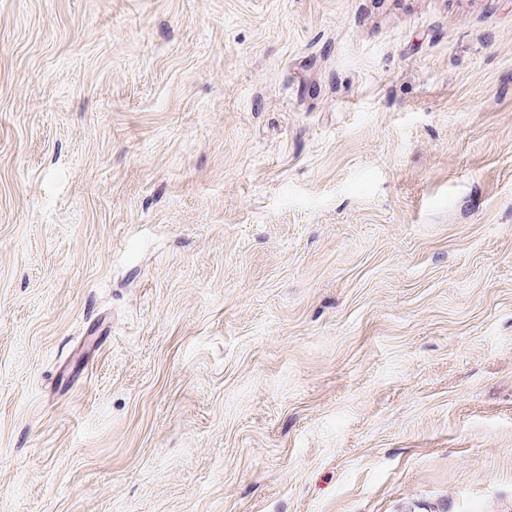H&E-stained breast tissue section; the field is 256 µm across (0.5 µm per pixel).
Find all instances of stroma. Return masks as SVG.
Segmentation results:
<instances>
[{"label": "stroma", "instance_id": "obj_1", "mask_svg": "<svg viewBox=\"0 0 512 512\" xmlns=\"http://www.w3.org/2000/svg\"><path fill=\"white\" fill-rule=\"evenodd\" d=\"M0 512H512V0H0Z\"/></svg>", "mask_w": 512, "mask_h": 512}]
</instances>
